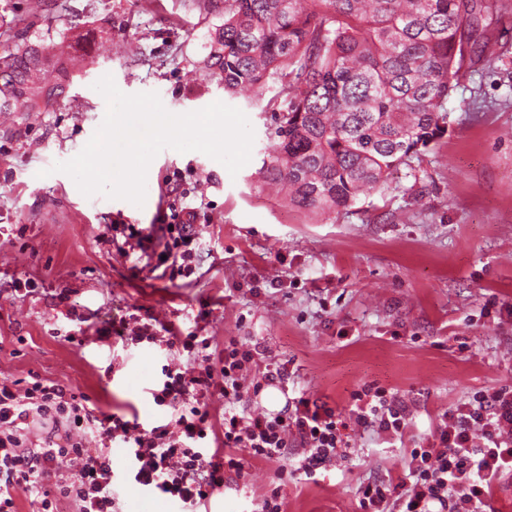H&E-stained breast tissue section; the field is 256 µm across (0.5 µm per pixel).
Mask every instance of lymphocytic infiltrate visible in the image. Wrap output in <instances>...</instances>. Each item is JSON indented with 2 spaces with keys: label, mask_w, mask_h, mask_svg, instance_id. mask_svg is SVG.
<instances>
[{
  "label": "lymphocytic infiltrate",
  "mask_w": 512,
  "mask_h": 512,
  "mask_svg": "<svg viewBox=\"0 0 512 512\" xmlns=\"http://www.w3.org/2000/svg\"><path fill=\"white\" fill-rule=\"evenodd\" d=\"M124 256L151 250L156 267L173 276L194 270L192 225H158L146 234L126 224H112ZM131 345L180 347L183 367L163 366L164 376L152 390L154 403L172 409L170 422L145 427L139 420L95 412L58 382L34 377L26 384L0 383V512H17V496L28 498L32 512H61L73 502L78 512H119L109 449L121 442L129 475L139 487L196 512L225 482L242 478L245 459L274 463L278 478L290 472L314 477L333 459L345 456L350 426L357 425L403 439L412 426L405 404L383 387L365 385L352 395L350 418L327 402L306 394L289 398L276 413H252V397L270 386L286 387L284 363L259 364V348L231 337L213 350L208 337L177 336L157 317H129L110 328ZM219 393L222 413L211 412L208 397ZM52 426L82 431L79 439L40 443L28 437L30 416ZM98 438L91 453L84 436ZM303 448L296 463L288 451ZM74 468L73 477L61 472ZM512 475V389L488 388L444 412L426 447L411 449L407 471L395 482L360 487L363 512H494L490 498L504 476Z\"/></svg>",
  "instance_id": "obj_1"
}]
</instances>
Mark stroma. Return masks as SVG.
<instances>
[{
	"mask_svg": "<svg viewBox=\"0 0 512 512\" xmlns=\"http://www.w3.org/2000/svg\"><path fill=\"white\" fill-rule=\"evenodd\" d=\"M62 2L35 13L32 0H0V20L30 37L66 45L81 29L91 49L52 110L0 119V382L34 373L103 412L167 423L170 409L149 390L163 365L186 356L145 344L126 351L103 336L128 315H153L219 346L257 339L294 389L342 415L366 383L407 405L403 442L355 428L346 458L283 484L275 465L245 460L210 512H260L274 486L284 512H362L360 486L401 475L407 450L426 445L449 407L512 388V0H497L477 44H465L436 148L393 173L384 192L330 216L256 190L274 119L202 70L221 21L204 0ZM107 74L123 93H157L171 112L238 108L254 130L250 161L233 176L203 153L171 150L148 168L144 206L85 197L52 166L101 125L107 103L94 85ZM184 219L197 236L187 278L160 277L99 239L108 224L147 231ZM114 471L122 512H172L166 498L130 485L122 466Z\"/></svg>",
	"mask_w": 512,
	"mask_h": 512,
	"instance_id": "1",
	"label": "stroma"
}]
</instances>
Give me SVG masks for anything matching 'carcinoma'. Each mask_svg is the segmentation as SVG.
I'll list each match as a JSON object with an SVG mask.
<instances>
[{
  "instance_id": "cac0c4a2",
  "label": "carcinoma",
  "mask_w": 512,
  "mask_h": 512,
  "mask_svg": "<svg viewBox=\"0 0 512 512\" xmlns=\"http://www.w3.org/2000/svg\"><path fill=\"white\" fill-rule=\"evenodd\" d=\"M495 0H224L204 71L233 96L277 93L276 127L258 169L305 212L340 214L383 192L448 127L463 44ZM0 112H40L66 93L74 56L0 31Z\"/></svg>"
}]
</instances>
